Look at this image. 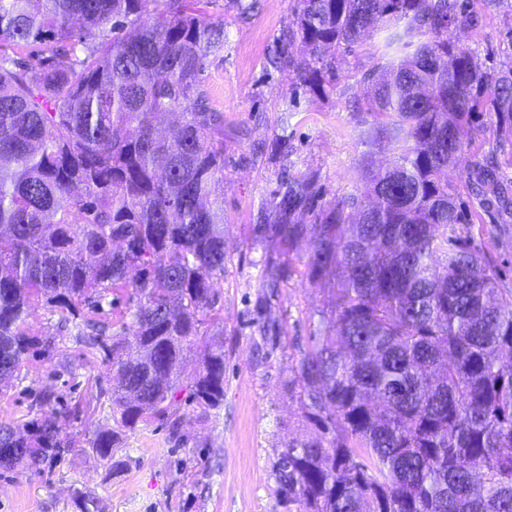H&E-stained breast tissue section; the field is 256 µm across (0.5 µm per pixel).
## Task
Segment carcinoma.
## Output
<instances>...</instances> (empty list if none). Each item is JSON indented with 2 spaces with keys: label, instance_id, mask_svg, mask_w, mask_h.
I'll use <instances>...</instances> for the list:
<instances>
[{
  "label": "carcinoma",
  "instance_id": "1",
  "mask_svg": "<svg viewBox=\"0 0 512 512\" xmlns=\"http://www.w3.org/2000/svg\"><path fill=\"white\" fill-rule=\"evenodd\" d=\"M207 2L0 0V370L49 350L23 332L35 300L67 321L112 296L105 349L119 385L90 448L114 473L130 461L124 438L171 419L179 388L204 419L224 406L222 339L181 376L227 259L224 114L200 89L225 34ZM477 25L457 0H297L272 59L325 96L342 56L379 35L385 64L364 79L396 151L367 198L328 207L314 176L283 168L275 222L252 225L278 245L266 287L303 238L311 278L336 270L332 327L309 337L295 376L320 434L289 439L278 464L295 512H512V288L461 235L442 179L463 161L473 114L491 111L512 141V67L486 73L448 38ZM35 44L31 61L1 54ZM315 207L313 223L293 222ZM68 419L54 408L26 428L1 424L0 448L15 453L0 466L57 455Z\"/></svg>",
  "mask_w": 512,
  "mask_h": 512
}]
</instances>
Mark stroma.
Segmentation results:
<instances>
[{
    "label": "stroma",
    "mask_w": 512,
    "mask_h": 512,
    "mask_svg": "<svg viewBox=\"0 0 512 512\" xmlns=\"http://www.w3.org/2000/svg\"><path fill=\"white\" fill-rule=\"evenodd\" d=\"M297 0H256L242 12L238 0H209L207 13L223 23L224 52L209 59L202 74L207 104L224 115V230L229 249L218 299L204 311L203 336L184 361L192 376L211 331L224 333V406L199 417L188 392L177 405L181 439L165 422L153 420L123 443L131 458L112 473L88 446L97 428L111 422L114 372L102 351L88 349L75 323L37 304L24 324L28 335L52 339L53 352H34L9 379L0 381V423L20 426L47 411L44 393L67 408L66 435L74 447L38 467L0 468V512H81L79 497L91 495L95 512H288L279 496L277 464L289 439L313 432L303 413L310 400L290 387L301 352L314 330L331 318L327 284L306 277L308 242L290 254V273L276 296H268L262 273L268 250L253 243L251 227L270 208L282 165L314 175L322 205L364 196L371 170L394 160L388 141L376 140L378 122L366 107L365 71L382 63L377 38L344 56L341 77L328 96L297 86L292 73L268 66L267 56L287 30ZM476 28L451 31L489 71L512 67V0H474ZM288 141L287 157L272 155L276 139ZM465 160L445 177L472 215L465 236L488 252L505 286L512 288V209L493 194L471 186L478 167L495 170L512 197V142L498 139L493 119L483 114L465 139ZM280 326L277 338L263 335L262 323Z\"/></svg>",
    "instance_id": "stroma-1"
}]
</instances>
